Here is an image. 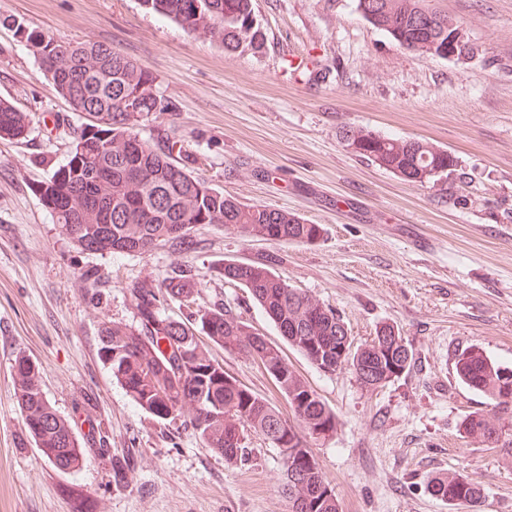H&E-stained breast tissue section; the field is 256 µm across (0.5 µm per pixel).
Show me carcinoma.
<instances>
[{"instance_id": "carcinoma-1", "label": "carcinoma", "mask_w": 512, "mask_h": 512, "mask_svg": "<svg viewBox=\"0 0 512 512\" xmlns=\"http://www.w3.org/2000/svg\"><path fill=\"white\" fill-rule=\"evenodd\" d=\"M148 13L167 18L186 32L224 48L258 53L264 45L259 26L249 24L253 0H140ZM356 10L385 31L401 48L436 55L448 41V28L425 30L417 24L420 0H356ZM10 23L38 61L55 92L74 112L100 115L74 132L66 162L35 192L62 232L83 252L144 255L158 245L180 254L196 249L191 235L196 224L234 228L244 237L281 243L314 244L323 227L309 224L287 210L249 206L194 175L195 158L178 141L163 137L151 144L139 137L143 115L170 112L173 102L157 77L120 51L104 44L61 42L52 35ZM30 115L0 100V138L21 139ZM343 140L357 156L412 183L448 178L434 174L439 148L417 139L393 138L364 129H350ZM275 259L229 262L218 274L246 288L274 322L288 345L316 368L334 373L349 367L360 371L367 389L381 386L382 376L399 377L410 369L413 353L404 358L388 339L400 336L393 327L380 329L371 341L340 357L341 340L349 337L336 311L312 295L290 287L273 271ZM198 285L191 270L181 267L157 285L131 288L137 325L103 322L98 351L127 395L160 421L182 420L204 447L227 464L246 460L247 435H257L279 450L284 463L283 492L291 512H339L335 493L313 455L311 432L325 439L336 432V415L290 365L281 347L254 332L224 304L195 309ZM178 301L186 315L174 320L161 314L159 296ZM230 355L260 359L288 401L286 418L266 399L253 393L213 360L199 339ZM458 380L493 401L502 412L512 409V368L491 360L473 345L456 355ZM14 395L29 437L43 457L61 471H75L86 455L68 421L44 395L37 366L24 355L15 359ZM460 428L473 438L491 442L496 425L484 415L466 414ZM430 493L448 504L476 505L481 490L453 474L436 476Z\"/></svg>"}]
</instances>
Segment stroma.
Masks as SVG:
<instances>
[{"mask_svg": "<svg viewBox=\"0 0 512 512\" xmlns=\"http://www.w3.org/2000/svg\"><path fill=\"white\" fill-rule=\"evenodd\" d=\"M480 53L460 61L397 47L355 0H254L262 52L234 54L147 13L139 0H0V16L72 42L112 46L157 76L175 108L138 132H168L196 173L249 205L322 225L314 244L246 238L196 225L195 252L80 251L33 186L67 160L84 115L0 26V100L30 114L26 139L0 140V512H289L277 449L252 435L248 459L225 463L180 422L137 406L98 355L102 321L135 324L133 284L189 266L195 305L232 307L273 343L283 338L227 261L276 259L277 274L334 308L353 347L398 329L415 362L368 390L351 370L326 373L284 346L289 363L336 415L313 454L340 512H512V451L459 431L485 396L460 383L454 355L471 345L512 367V0H431ZM448 150L454 175L423 184L353 155L345 128ZM96 272L88 287L82 275ZM36 364L42 390L86 450L56 469L27 439L14 359ZM225 372L288 412L258 363L212 347ZM129 467L128 479L118 471ZM482 490L477 509L432 496L439 474Z\"/></svg>", "mask_w": 512, "mask_h": 512, "instance_id": "obj_1", "label": "stroma"}]
</instances>
